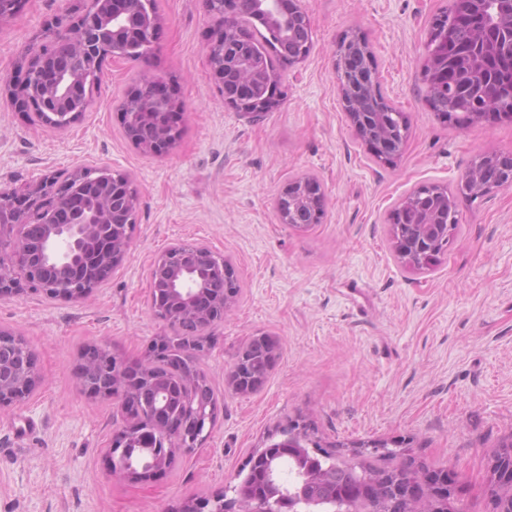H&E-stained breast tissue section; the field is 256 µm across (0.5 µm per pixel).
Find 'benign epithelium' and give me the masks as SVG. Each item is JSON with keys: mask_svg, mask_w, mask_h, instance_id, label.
Segmentation results:
<instances>
[{"mask_svg": "<svg viewBox=\"0 0 512 512\" xmlns=\"http://www.w3.org/2000/svg\"><path fill=\"white\" fill-rule=\"evenodd\" d=\"M74 19L60 16L46 27L41 43L34 47L21 79L8 85L19 108L54 129L64 131L86 109L90 90L100 82L103 63L137 49L128 44L138 34L142 45L154 42L158 19L149 0H84ZM253 13L267 17L278 31V44L288 45L298 23L310 26L299 0H250ZM216 25L207 45L210 74L232 108L254 105L267 112L280 96L275 75L266 61L252 50V40L243 27L228 25L239 11V0H206ZM474 39L450 49L448 25L440 16L432 22L431 41L440 52L430 56V90L438 89L442 72L453 67L462 73L455 92L467 99L482 95L486 78L498 69L512 73V0H470ZM336 74L346 112L369 151L391 146L390 139L404 132L405 119L397 113L366 110L360 102L375 89L378 73L367 44L353 36L336 50ZM182 104L156 81L132 93L122 112L124 130L144 152L163 154L177 138ZM448 188L440 184L417 187L393 211V221L408 229L409 247L395 252L406 265H414L439 245L434 237L441 223V199ZM136 195L122 176L107 166L79 165L64 180L43 176L24 187L0 189V297L13 294L20 281L52 298L80 300L96 290L124 260L135 222ZM323 216L319 181L310 176L292 180L281 190L276 210L280 223L294 224L305 210ZM150 303L154 315L172 326L186 319L200 321L208 329L224 322L234 296L230 266L209 248L179 243L158 255L149 270ZM225 288L215 287L217 278ZM23 367L0 377V407L25 404L39 383L33 359L24 351ZM154 357L132 365L103 347H92L79 365L84 392L118 400L121 409L136 421L145 416L139 400V385L154 388L158 408L170 402V393L158 386ZM178 386L177 409L168 416L151 419L154 441L142 442L137 427L125 428L112 440V473L132 480H147L168 468L176 452H189L210 435L214 405L195 396L202 382L194 367L174 371ZM141 448L146 462L133 465L129 449ZM235 498L224 496L188 505L183 512H226L238 505L240 512H284L288 495H278L263 508L237 486Z\"/></svg>", "mask_w": 512, "mask_h": 512, "instance_id": "obj_1", "label": "benign epithelium"}]
</instances>
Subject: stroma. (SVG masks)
Listing matches in <instances>:
<instances>
[{"instance_id": "1", "label": "stroma", "mask_w": 512, "mask_h": 512, "mask_svg": "<svg viewBox=\"0 0 512 512\" xmlns=\"http://www.w3.org/2000/svg\"><path fill=\"white\" fill-rule=\"evenodd\" d=\"M313 46L299 63L273 56L283 92L268 112H238L210 76L215 30L204 0H157L151 53L112 58L83 116L64 131L18 112L0 90V187L77 165H108L137 191L129 251L90 297L32 289L0 298V328L22 338L41 380L23 405L0 409V512H181L240 483L250 458L295 420L323 446L403 441L455 470L465 512H486L487 462L512 439V185L461 201L459 226L432 270L396 256L390 212L416 187L456 190L481 157L512 152V119L458 126L425 98L430 25L449 0H302ZM80 0H24L0 20V80L24 65L54 16ZM364 37L385 101L409 131L401 155L378 162L354 130L336 80V46ZM153 80L182 101L180 136L165 154L127 138L121 106ZM322 187V223H280L274 203L298 177ZM176 243L222 255L241 292L200 366L215 427L148 481L113 475L108 452L127 422L113 399L87 395L76 366L104 345L140 359L171 328L150 309L149 268ZM278 346L265 383L228 385L255 336Z\"/></svg>"}]
</instances>
